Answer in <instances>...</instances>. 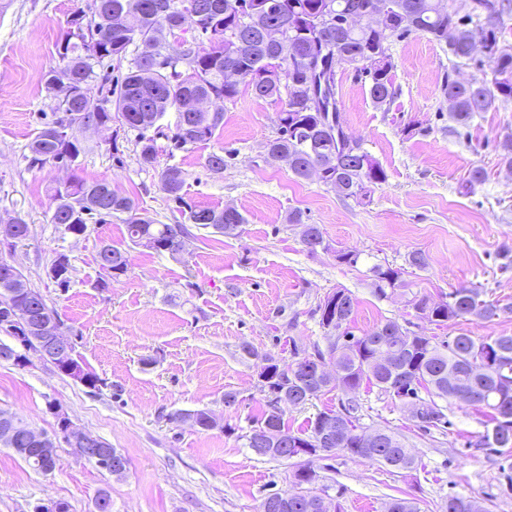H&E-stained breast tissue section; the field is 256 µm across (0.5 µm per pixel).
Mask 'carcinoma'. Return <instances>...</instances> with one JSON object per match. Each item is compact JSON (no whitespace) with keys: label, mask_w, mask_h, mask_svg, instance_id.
<instances>
[{"label":"carcinoma","mask_w":512,"mask_h":512,"mask_svg":"<svg viewBox=\"0 0 512 512\" xmlns=\"http://www.w3.org/2000/svg\"><path fill=\"white\" fill-rule=\"evenodd\" d=\"M384 13L377 24L362 23L371 12ZM88 32L98 45V52L85 55L80 46L64 41L59 55L62 65L49 70L45 78L46 92L59 98L54 118L37 131L28 144L29 160L41 156L44 162L59 160L72 164L83 150L78 138L85 121L96 119L107 125L119 122L123 128L138 132L140 163L152 168L157 160L153 138L145 135L144 124L157 112L172 109L178 114L175 125L176 142L184 147L211 139L224 125V112L182 111V101L188 95L231 100L244 82L258 100L278 103L276 136L266 144L267 159L279 163L292 159L288 167L300 180H308L323 171L319 180L339 189L346 199L358 203L369 198L371 187L387 178L383 167L371 158L366 165L344 161L336 155V136L325 127V113L340 114L338 100H329L323 90L310 86L308 74L319 58L335 55L355 66V71L368 76V94L377 107L389 104L395 94L389 45L392 38L422 34L429 40L445 44L448 54L460 59H472L473 48L481 43L491 66V78L480 83L450 81L444 92L452 101L449 111L460 125L467 124L475 113L486 112L500 97L512 98V47L500 44L499 33L505 18L512 15V0H474L467 18H459L442 0H90ZM335 15L341 22L326 20ZM302 21L308 34L295 27L288 37V58L278 65L279 71L263 86H251L250 76L272 65L280 58L282 44L267 37V30L285 25L291 18ZM190 24L202 35L211 32H231L233 38L219 46L199 42L179 52H170L166 34ZM145 47L131 59L122 82L85 106L84 92L96 78L94 67L105 60L126 57L130 46ZM187 63L197 76V83L181 80L178 66ZM70 88L73 97L64 100L59 93ZM162 189L181 203L185 184L184 172L171 165L160 174ZM55 202L52 223L64 227L74 236L85 234L88 220L103 224L106 219L125 216L128 240L157 254L180 259L182 236L190 228L213 230L235 236L242 231L245 217L235 208L188 207L185 224H157L139 213L135 198L122 194L105 182L88 181L72 175L71 181L54 188ZM302 243L311 255L330 250L318 224L309 225ZM101 271L99 286L127 273L129 252L122 244L104 242L98 251ZM375 291L386 295V289L402 285L401 271L390 266L371 268ZM29 309V323L42 326L47 317L58 314L48 306L42 295L33 290L23 300ZM413 309L437 325L478 313L486 319L511 317L512 305L487 303L479 299V291L466 285L450 289L445 298L435 301L427 295H413ZM355 308L350 292L339 303L329 307L317 305L321 328L336 322L342 330L336 341L325 350L314 347L308 353L294 349L296 360L283 368L270 354L260 353L253 345H240L242 357L265 363L268 371L260 391L268 397V411L247 435L254 440L248 447L263 448V456L272 459H292L291 449L297 448L303 458L294 462L293 482L310 485L318 478L313 468L317 459L338 451L382 464L393 473L418 470L420 461L409 452L403 438L386 429L373 428L379 443L367 444L355 433L347 434L342 443L321 434L324 417L337 414L333 409L319 412L307 429L294 432L283 421L282 406L297 407L333 391L336 385L313 376L318 361L329 360L343 371L342 387L353 393L349 420L351 429L360 430V403L355 394L363 384L374 385L396 402L408 404L412 396L416 406L413 419L416 427L427 431L447 423L444 407L436 399H456L472 405H482L492 411L491 421L500 438L497 452L512 468V335L488 336L476 340L458 335L436 342L404 329L388 320L372 330L356 336L347 328ZM499 349V363L481 373L476 365L486 349ZM388 349L392 362L386 368L376 364L378 351ZM426 393L423 398L420 393ZM17 455L33 470L46 473L54 470L56 449L52 444L38 449L25 442L33 428L14 417ZM444 512H489L479 502L465 496H452Z\"/></svg>","instance_id":"1"}]
</instances>
